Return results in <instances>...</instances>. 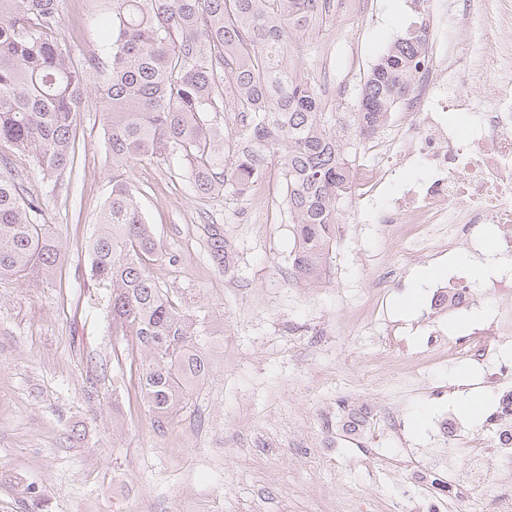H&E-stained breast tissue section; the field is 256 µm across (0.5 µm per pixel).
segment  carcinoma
Segmentation results:
<instances>
[{
	"label": "carcinoma",
	"mask_w": 512,
	"mask_h": 512,
	"mask_svg": "<svg viewBox=\"0 0 512 512\" xmlns=\"http://www.w3.org/2000/svg\"><path fill=\"white\" fill-rule=\"evenodd\" d=\"M62 0H0V143L31 155L43 178L72 172L77 115L95 94L104 111L112 191L87 251L94 280L112 288V334L135 339L138 388L165 421L208 374L196 322L157 284L163 246L126 169L135 161L187 163L193 189H254L278 156L293 221L294 277L315 285L336 239L350 163L344 131L368 137L411 89L426 36L391 45L367 74L357 109L330 112L297 60L319 47L323 0H94L110 42L74 60L61 37ZM234 113L233 133L209 115ZM42 202L0 176V279L43 280L61 262Z\"/></svg>",
	"instance_id": "carcinoma-1"
}]
</instances>
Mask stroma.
Returning a JSON list of instances; mask_svg holds the SVG:
<instances>
[{
  "mask_svg": "<svg viewBox=\"0 0 512 512\" xmlns=\"http://www.w3.org/2000/svg\"><path fill=\"white\" fill-rule=\"evenodd\" d=\"M370 2L373 26L356 37L352 18H329L318 51L298 61L330 111L356 108L370 69L416 20L412 0ZM61 17L74 59L103 45L90 0H63ZM76 152L72 174L53 184L28 155L0 145V172L43 199L42 221L62 246L50 279L0 280V512H386L400 502L428 512L430 488L448 479L432 463L435 421L458 406L465 373L480 367L435 365L420 386L375 370L374 361L388 347L424 355L435 332L486 324L480 304L459 321L431 314L432 291L458 280L478 286L512 262L463 247L450 260L418 258L397 275L377 325L333 336L384 273V225L367 223L342 197L325 277L312 287L291 273L288 212L259 223L265 194L202 196L182 158L138 161L129 180L163 245L154 276L200 317L209 367L186 407L160 422L138 393L140 351L131 337L113 335L107 291L90 275L87 243L112 189L92 95L78 116ZM215 232L228 244L229 267L210 254ZM355 401L400 421L401 436L344 439L336 415ZM315 439L320 463L309 456ZM402 444L429 462L425 483L390 465Z\"/></svg>",
  "mask_w": 512,
  "mask_h": 512,
  "instance_id": "stroma-1",
  "label": "stroma"
}]
</instances>
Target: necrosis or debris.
Listing matches in <instances>:
<instances>
[{
    "mask_svg": "<svg viewBox=\"0 0 512 512\" xmlns=\"http://www.w3.org/2000/svg\"><path fill=\"white\" fill-rule=\"evenodd\" d=\"M419 8L426 49L414 88L390 122L366 140L367 153L378 163L352 171L348 193L369 208L373 223L385 226L389 249L405 258L450 254L463 244L478 252L490 235L498 255L511 257L512 85L495 86L481 110L467 97H449V85L472 81L474 71L461 46L441 30L448 23L469 32L470 11L456 8L453 0H419ZM467 115L474 123L464 133L458 120ZM419 163L430 170L428 180L375 209L386 184ZM510 293L512 275L487 279L488 328L433 340V361L483 365L477 386L495 396L479 432H467L463 417L452 410L437 423L438 437L448 442V467L463 463L473 490L490 488L495 465L512 464V362L496 357L501 342L512 337Z\"/></svg>",
    "mask_w": 512,
    "mask_h": 512,
    "instance_id": "necrosis-or-debris-1",
    "label": "necrosis or debris"
}]
</instances>
